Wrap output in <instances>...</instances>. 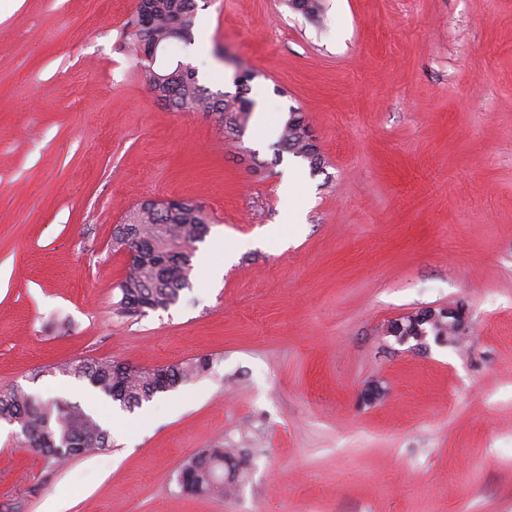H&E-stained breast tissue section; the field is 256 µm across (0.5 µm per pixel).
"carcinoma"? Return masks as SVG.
<instances>
[{
  "mask_svg": "<svg viewBox=\"0 0 512 512\" xmlns=\"http://www.w3.org/2000/svg\"><path fill=\"white\" fill-rule=\"evenodd\" d=\"M195 23V0H143L133 23L135 49L147 57L156 41L184 38ZM166 81V105L178 112H214L236 136L244 132L252 103L243 95L213 94L199 83L193 67L177 63L162 72ZM302 113L289 112L278 146L315 163L308 145L298 136ZM128 240L113 239V247L126 246L141 256L137 265H128L117 285L121 297L117 312L138 317L148 310H166L180 292L189 287L195 244L209 231L208 219L196 204L170 211L134 208ZM212 360L199 357L177 365L142 368L110 359H75L59 367L61 372L85 379L105 396L132 410L157 395L207 373ZM16 426L15 444L41 455L57 466L78 457L101 453L110 447V433L101 419L79 404L42 400L21 387L0 388V420ZM246 463L242 449L203 448L179 468L177 482L190 496L224 495V469H241Z\"/></svg>",
  "mask_w": 512,
  "mask_h": 512,
  "instance_id": "carcinoma-1",
  "label": "carcinoma"
}]
</instances>
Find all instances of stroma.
Here are the masks:
<instances>
[{"label": "stroma", "instance_id": "35a3bbf8", "mask_svg": "<svg viewBox=\"0 0 512 512\" xmlns=\"http://www.w3.org/2000/svg\"><path fill=\"white\" fill-rule=\"evenodd\" d=\"M138 3L0 5V388L80 404L112 441L51 468L1 421L0 512H512V0H195L162 60L245 92L239 142L156 100L125 36ZM293 108L319 166L289 170L260 124ZM170 198L210 219L190 286L120 316L114 228ZM460 303L457 343L385 333ZM201 356L133 428L58 370ZM213 445L249 453L234 492L183 494Z\"/></svg>", "mask_w": 512, "mask_h": 512}]
</instances>
